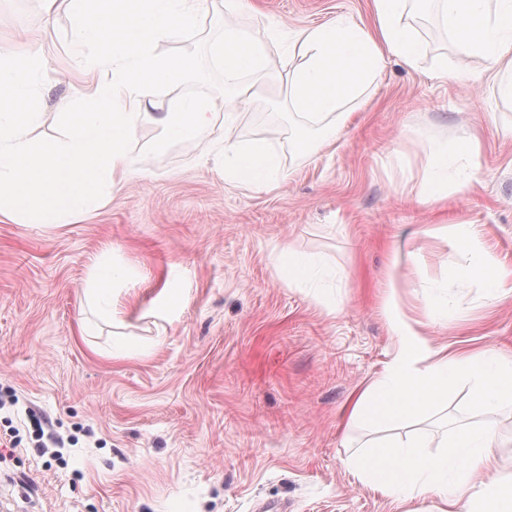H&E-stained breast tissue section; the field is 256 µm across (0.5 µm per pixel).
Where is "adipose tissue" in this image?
<instances>
[{
  "label": "adipose tissue",
  "mask_w": 512,
  "mask_h": 512,
  "mask_svg": "<svg viewBox=\"0 0 512 512\" xmlns=\"http://www.w3.org/2000/svg\"><path fill=\"white\" fill-rule=\"evenodd\" d=\"M47 19L21 57L0 50V213L22 212L29 195L41 200V220L67 224L91 207L89 197L69 191L79 182L100 190L122 186L131 170L126 144L155 89L176 82L185 66L158 57V40L176 37L194 25L206 0H112L108 9L99 0H70L73 30L84 43L102 46L82 65L77 96L61 97L65 125L61 138L35 143L28 130L41 114L32 85L49 61L54 45L51 21L57 0H42ZM440 18L459 56L478 55L499 81L503 96L512 98V0H439ZM375 32L332 23L295 32L293 39L305 59L292 73L290 96L301 111L318 115L334 112L346 120L342 107L353 101L375 77L383 52L407 65L420 61L415 31L404 24L408 0H373ZM224 82L235 95L224 103V177L245 185L275 187L280 162L266 144L243 145L233 125L239 110L252 97L239 88L244 73L267 68L262 45L225 32L213 49ZM213 106L185 98L159 113L163 133L153 143L156 153L167 152L177 139H191L209 127ZM472 141L441 142L431 151L420 193L426 198L448 194V171L456 157L473 154ZM453 248L472 254L470 264L452 269L451 279L478 282L499 294L512 293V273L485 249L470 224L456 225ZM126 269L100 262L85 296L97 304L103 322H116L112 307L115 283L128 280ZM390 327L397 351L385 371L353 399L349 417L388 425L395 419L419 416L455 394L456 381L469 383L472 407L485 419L463 426L439 443L437 454L426 451L424 439L394 442L388 452L366 450L350 459L367 486L398 498L436 493L437 512H512V474L501 471L494 449L499 431L489 416L512 405V355L488 348L478 352L452 351L429 343L416 324L393 315Z\"/></svg>",
  "instance_id": "1"
}]
</instances>
